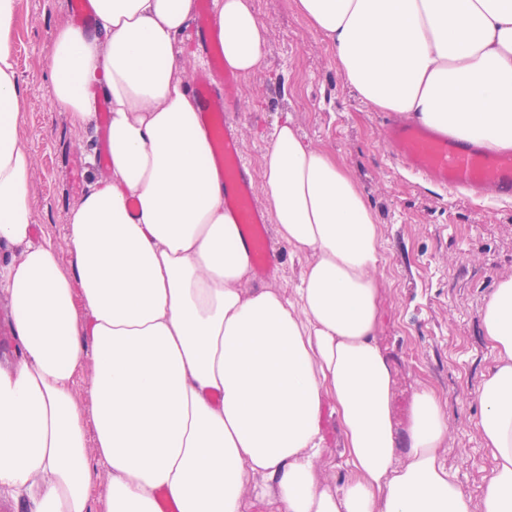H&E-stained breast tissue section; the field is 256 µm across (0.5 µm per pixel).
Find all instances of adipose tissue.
Returning a JSON list of instances; mask_svg holds the SVG:
<instances>
[{
	"mask_svg": "<svg viewBox=\"0 0 512 512\" xmlns=\"http://www.w3.org/2000/svg\"><path fill=\"white\" fill-rule=\"evenodd\" d=\"M51 54L55 104L75 132L87 89L110 104V177L72 209L73 272L30 242L33 154L13 52L19 0H0V293L18 358L0 369V489L22 512H245L257 484L274 512H512V276L485 296L491 365L476 389L492 459L480 501L443 450L436 391L413 393L404 430L396 369L378 340L381 230L335 156L278 124L262 161L276 233L311 255L294 298L252 288L238 224L184 89L177 38L194 0H89ZM358 96L451 139L512 151V0H294ZM224 61L265 63L253 0H218ZM91 357L92 409L75 391ZM331 402L348 475L321 483Z\"/></svg>",
	"mask_w": 512,
	"mask_h": 512,
	"instance_id": "1",
	"label": "adipose tissue"
}]
</instances>
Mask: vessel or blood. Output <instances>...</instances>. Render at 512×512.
I'll use <instances>...</instances> for the list:
<instances>
[{"instance_id": "vessel-or-blood-1", "label": "vessel or blood", "mask_w": 512, "mask_h": 512, "mask_svg": "<svg viewBox=\"0 0 512 512\" xmlns=\"http://www.w3.org/2000/svg\"><path fill=\"white\" fill-rule=\"evenodd\" d=\"M191 33L207 60L206 67L194 75L191 91L198 102L199 124L212 144L224 186V206L242 231L254 268L269 277L278 270V250L268 233V218L255 193L240 140L227 120L239 108V80L224 64L211 0H199ZM382 136L394 157L425 181L451 190L512 196V155H497L480 145L440 136L421 124L389 121Z\"/></svg>"}]
</instances>
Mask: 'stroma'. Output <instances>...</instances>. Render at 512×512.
<instances>
[{
  "instance_id": "stroma-1",
  "label": "stroma",
  "mask_w": 512,
  "mask_h": 512,
  "mask_svg": "<svg viewBox=\"0 0 512 512\" xmlns=\"http://www.w3.org/2000/svg\"><path fill=\"white\" fill-rule=\"evenodd\" d=\"M268 28L266 64L241 81L235 116L245 155L260 171L271 134L291 120L305 143L341 159L370 200L382 228L384 270L380 344L397 379L393 412L404 428L413 391L439 395L448 425L446 463L458 483L480 497L491 460L477 428L475 391L491 363L481 333L483 299L512 275V199L488 201L443 191L407 173L385 145L379 119L351 90L332 49L298 14L294 0H255ZM69 0H21L13 49L24 90L21 134L34 153L28 185L34 230L52 240L64 265H72L69 213L81 199L66 170L85 166V182L104 172L93 162V129L77 134L71 116L52 98L50 56L60 25L70 23ZM275 278L252 277L293 297L308 256L280 244ZM328 466L320 480L342 485L347 477L342 433L330 407L320 419Z\"/></svg>"
}]
</instances>
